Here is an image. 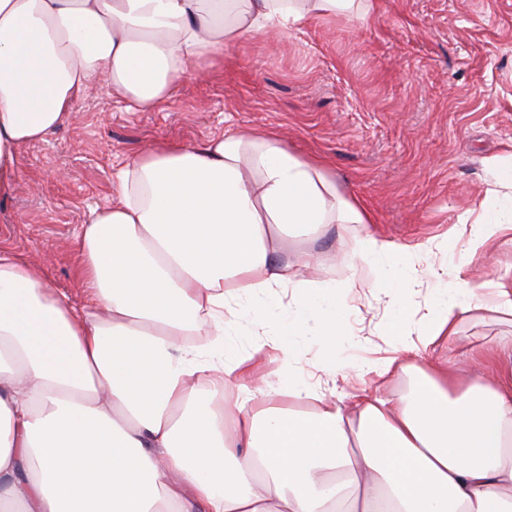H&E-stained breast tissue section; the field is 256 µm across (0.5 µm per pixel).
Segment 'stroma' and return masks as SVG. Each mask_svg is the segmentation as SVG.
Segmentation results:
<instances>
[{"mask_svg":"<svg viewBox=\"0 0 512 512\" xmlns=\"http://www.w3.org/2000/svg\"><path fill=\"white\" fill-rule=\"evenodd\" d=\"M371 3L363 21L328 15L229 46L206 77L187 73L152 110L92 87L71 122L20 151L13 191L0 199V242L83 305L76 234L111 200L118 167L157 142L200 145L233 127L319 156L338 189L365 206L372 232L407 250L424 246L423 265L455 262L447 239L478 210L491 163L512 161V0ZM357 231L321 234L318 245L336 246V266L309 278L348 274ZM469 272L512 288V230L474 255ZM357 277L348 326L364 368L390 348L395 314L419 326L433 284L420 281L397 310L369 267ZM496 336H512V326L479 311L460 325L455 348Z\"/></svg>","mask_w":512,"mask_h":512,"instance_id":"stroma-1","label":"stroma"}]
</instances>
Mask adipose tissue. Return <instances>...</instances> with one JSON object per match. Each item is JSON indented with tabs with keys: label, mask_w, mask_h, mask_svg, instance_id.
Wrapping results in <instances>:
<instances>
[{
	"label": "adipose tissue",
	"mask_w": 512,
	"mask_h": 512,
	"mask_svg": "<svg viewBox=\"0 0 512 512\" xmlns=\"http://www.w3.org/2000/svg\"><path fill=\"white\" fill-rule=\"evenodd\" d=\"M365 0H0V197L20 149L69 121L101 84L139 109L171 99L189 66L255 33ZM464 250L512 229V163L494 168ZM369 216L317 158L271 132L228 130L193 147L162 143L124 163L111 202L77 235L89 302L76 307L0 245V512H512V363L470 347L479 379L454 358L422 363L461 321L489 310L512 325V289L486 299L465 263L420 270L418 255L367 231ZM359 224L354 265L391 301L421 276L434 296L416 335L369 367L373 387L311 384L298 363L322 341L325 374L345 348L355 276L311 282L335 249L286 255L288 238ZM277 310L281 338L240 313ZM275 384H256L266 350ZM406 391L386 394L390 378ZM237 394L227 398L224 388Z\"/></svg>",
	"instance_id": "1"
}]
</instances>
